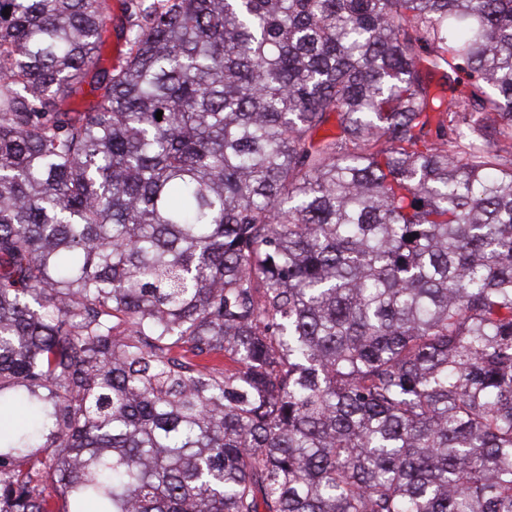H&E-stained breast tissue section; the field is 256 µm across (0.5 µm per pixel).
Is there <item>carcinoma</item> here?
I'll return each mask as SVG.
<instances>
[{
  "mask_svg": "<svg viewBox=\"0 0 512 512\" xmlns=\"http://www.w3.org/2000/svg\"><path fill=\"white\" fill-rule=\"evenodd\" d=\"M125 12L0 0V512H512V0ZM123 1L124 0H109L108 2L110 5L112 23L110 21L107 23L108 31L105 33V36H107V41L103 49V58L112 61V65L117 64L119 58L125 52V46L123 42L117 40L114 32V23H116L117 19L122 15Z\"/></svg>",
  "mask_w": 512,
  "mask_h": 512,
  "instance_id": "carcinoma-1",
  "label": "carcinoma"
}]
</instances>
